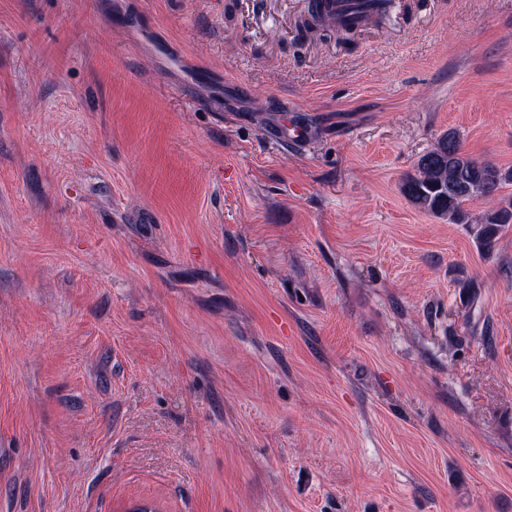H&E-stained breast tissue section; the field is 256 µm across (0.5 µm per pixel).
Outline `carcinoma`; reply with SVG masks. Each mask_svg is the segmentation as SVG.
I'll use <instances>...</instances> for the list:
<instances>
[{"label": "carcinoma", "instance_id": "carcinoma-1", "mask_svg": "<svg viewBox=\"0 0 512 512\" xmlns=\"http://www.w3.org/2000/svg\"><path fill=\"white\" fill-rule=\"evenodd\" d=\"M511 183L512 168L504 169L468 155L460 136L450 130L420 156L415 174L403 180L401 190L420 211L450 224L469 225L477 249L490 255L502 227L512 224V199L496 200L502 186ZM475 199L495 206L474 218L466 204Z\"/></svg>", "mask_w": 512, "mask_h": 512}]
</instances>
